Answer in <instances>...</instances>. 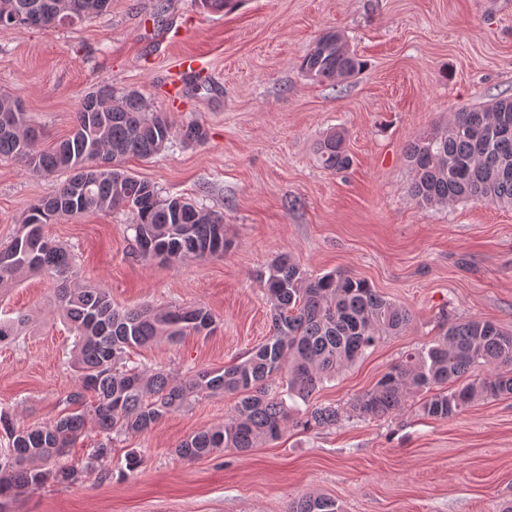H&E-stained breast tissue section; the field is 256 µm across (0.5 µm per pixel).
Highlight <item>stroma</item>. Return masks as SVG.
<instances>
[{
    "instance_id": "35a3bbf8",
    "label": "stroma",
    "mask_w": 512,
    "mask_h": 512,
    "mask_svg": "<svg viewBox=\"0 0 512 512\" xmlns=\"http://www.w3.org/2000/svg\"><path fill=\"white\" fill-rule=\"evenodd\" d=\"M344 34L363 70L317 82L300 64L319 36ZM186 54L200 68L179 74ZM138 91L175 126L200 123L205 141L173 140L126 168L165 196L224 217L219 257L171 265L135 257L126 212L62 217L46 234L76 256L85 281L116 309L203 306L216 329L155 342L137 360L184 379L244 358L273 334V304L258 275L278 255L308 274L342 271L404 306L411 323L293 406L338 407L333 426L288 423L281 439L240 454L184 460L176 445L223 424L236 398L206 397L148 433L118 438L86 467L98 431L68 462L76 484L28 492L12 512H288L305 495L341 512H500L512 503V394L456 417L424 416L410 394L382 418L349 412L389 366L473 318L512 330V206L468 201L423 208L410 197L406 146L464 105L512 95V0H235L215 14L194 0H112L74 26L0 29V92L20 97L43 129L39 149L66 137L80 101L100 86ZM344 130L351 167L316 159L331 128ZM47 178L0 162V244L8 243ZM53 285L27 274L0 287V319L29 325L0 345V412L39 426L67 411L78 382L66 365L72 337ZM142 463L126 468L129 451Z\"/></svg>"
}]
</instances>
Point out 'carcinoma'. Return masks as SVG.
Wrapping results in <instances>:
<instances>
[{
  "label": "carcinoma",
  "mask_w": 512,
  "mask_h": 512,
  "mask_svg": "<svg viewBox=\"0 0 512 512\" xmlns=\"http://www.w3.org/2000/svg\"><path fill=\"white\" fill-rule=\"evenodd\" d=\"M93 0H0V28L48 29L64 25L63 16L86 14ZM364 62L348 48L344 36L327 31L305 55L301 69L314 81L338 82L358 74ZM200 142L197 123L175 128L165 112L149 109L136 91L121 97L108 85L80 103L67 138L50 150L34 149L41 128L21 99L0 94V161L10 160L52 176H69L51 184L23 216L15 236L0 247V285L30 273L56 284L54 304L74 336L68 360L80 391L68 402L82 410L45 425L21 428L0 414L6 445L0 446V512L19 496L47 484H74L79 471L62 463L92 427L107 440L99 443L88 466L112 451L108 437L142 435L189 401L226 392L238 395L223 425L183 440L179 456L198 460L223 448L247 453L279 439L291 418L286 397L306 399L323 382L411 322L406 308L378 293L364 280L334 271L312 278L289 257L280 255L260 275L274 306L273 335L244 359L224 368L196 372L175 381L162 371L147 372L130 364V353L158 338L177 342L187 334L214 330L205 307L119 311L109 293L81 281L69 251L44 233V225L61 217L128 211L134 232L133 254L171 265L187 254L200 258L224 254V220L192 199L159 196L155 186L122 168L135 156L150 160L163 152L174 134ZM406 159L414 173L412 200L421 207L461 201L512 206V97L479 107H464L443 125H435L409 143ZM323 168L340 172L351 164L344 136L328 134L317 148ZM23 314L0 320V344L26 326ZM488 367L491 373L473 375ZM286 383V391L272 385ZM427 394L424 415L449 419L478 400L512 394V332L487 320H466L448 327L432 344L406 353L357 397L350 410L381 417L402 407L412 392ZM339 409L317 406L303 425L328 426ZM288 512H339L336 501L308 495Z\"/></svg>",
  "instance_id": "carcinoma-1"
}]
</instances>
